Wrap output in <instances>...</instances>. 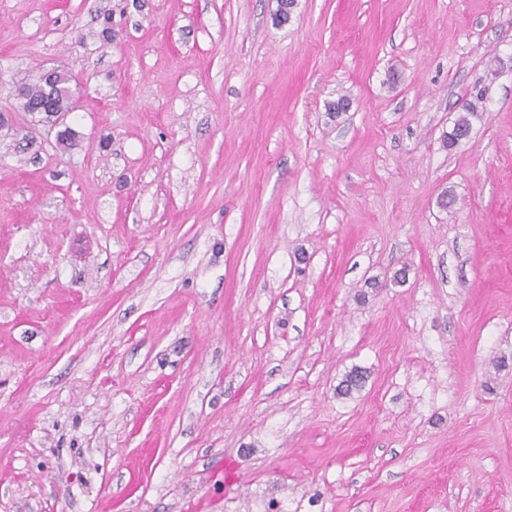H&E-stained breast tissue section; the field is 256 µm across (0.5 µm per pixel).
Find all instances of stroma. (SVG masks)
I'll return each instance as SVG.
<instances>
[{"label": "stroma", "instance_id": "1", "mask_svg": "<svg viewBox=\"0 0 512 512\" xmlns=\"http://www.w3.org/2000/svg\"><path fill=\"white\" fill-rule=\"evenodd\" d=\"M277 11L0 0V512H512V0ZM72 77L65 72H62L61 77L58 78L57 86L48 87L46 83L43 81L42 75L38 74L33 78L31 82H26L27 84L21 86L19 89L24 99L29 104H35L43 101L46 97L51 95L52 93H56L59 97L61 94L65 95L66 93L71 92L70 82ZM28 105H24L21 108L25 109L29 107ZM75 107L72 105L67 106L65 101L62 99L58 100L55 95H52L49 98H46L39 106L31 109L29 112H33L32 116H36L37 112L48 117V124L52 129L59 127L64 124V120L68 117L71 112H74ZM463 111L467 112V115H461L454 123L452 130L445 134L444 140L448 145L449 149H452L459 145L464 140H457L461 136L465 137V140L470 138L472 133V123L468 118V115H474L476 112L475 105L470 101L463 105Z\"/></svg>", "mask_w": 512, "mask_h": 512}]
</instances>
